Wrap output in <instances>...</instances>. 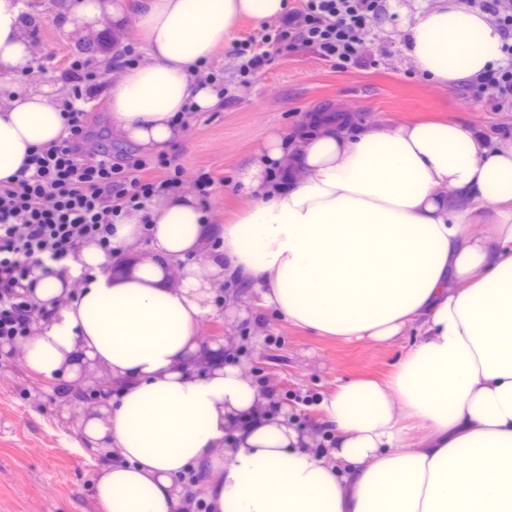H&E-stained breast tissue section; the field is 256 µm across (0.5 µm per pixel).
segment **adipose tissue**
<instances>
[{"mask_svg":"<svg viewBox=\"0 0 512 512\" xmlns=\"http://www.w3.org/2000/svg\"><path fill=\"white\" fill-rule=\"evenodd\" d=\"M287 0H66L65 28L127 20L146 57L107 89L112 130L142 154L180 139L186 107L221 98L196 74L246 18ZM23 0H0V181L65 135L48 88L16 84L35 54ZM501 33L465 0H437L405 26V53L454 87L502 56ZM288 174L271 186L270 168ZM249 198L220 232L196 200L165 190L51 272L33 265L49 319L20 337L48 378L109 375L116 400L82 411L110 459L100 512H512V138L462 120L351 123L265 136L236 175ZM181 267L173 277L172 267ZM289 326L346 342L410 343L381 378L338 382L300 425L271 413V386L217 360L199 326L225 285Z\"/></svg>","mask_w":512,"mask_h":512,"instance_id":"adipose-tissue-1","label":"adipose tissue"}]
</instances>
